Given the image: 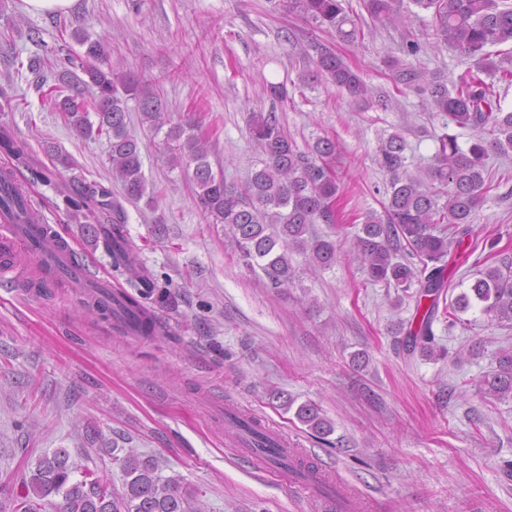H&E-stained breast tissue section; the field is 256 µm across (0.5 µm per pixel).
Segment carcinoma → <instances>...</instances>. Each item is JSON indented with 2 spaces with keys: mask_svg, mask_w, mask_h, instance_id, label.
Segmentation results:
<instances>
[{
  "mask_svg": "<svg viewBox=\"0 0 512 512\" xmlns=\"http://www.w3.org/2000/svg\"><path fill=\"white\" fill-rule=\"evenodd\" d=\"M373 24H404L416 15L414 9L431 13V32L405 39L401 53L419 59L429 49L452 46L461 55L477 59L476 71L457 78L428 73L412 63L391 65L397 91L415 89L423 104L442 120L478 131L477 138L462 148L457 136L447 132L437 137V148L424 166L410 170L404 154L405 142L392 133L379 143L375 163L389 176L382 211H370L355 235L357 255L369 280L408 291L416 288L417 301L430 300L424 311H416L399 323L398 349L406 356L443 357L447 349L438 345L434 322L443 317L452 322L457 313L477 308L499 322L512 323V263L486 268L468 290L453 302L440 304L449 288L448 268L459 260L475 213L482 207L491 185L485 179L486 164L493 153L512 150V111H503L493 84L480 74L512 82V49L498 60L488 48L512 43V0H363ZM288 10L317 27L333 29L341 40L354 44L363 29L346 12L343 0H288ZM72 38L84 51L73 57L52 50L28 58L27 68L39 74L49 66L59 69L58 84L41 91L42 98L61 112L80 135L106 136L110 144L112 178L120 183L121 197L100 182L77 180L75 189L62 192L65 209L75 221L94 220L112 224L106 242L113 265L128 269L135 262L120 225L126 215L122 201L136 202L146 193L138 140L128 130V101L137 105L141 121L154 129L170 125L167 137L179 142L170 163L193 167L192 181L197 205L207 223L229 228L231 244L249 268H259L272 288H286L293 277L292 253L318 267L336 261V242L331 236L307 238L313 224L337 221L336 197L344 175L336 167V141L318 137L301 151L284 131L276 114L254 112L250 133L260 158L242 183L227 180L224 168L213 169L210 149L203 137L202 122L189 119L171 123L159 92L160 80L145 74L120 73L112 69L109 44L87 32ZM78 68L82 75L73 74ZM325 80L344 90L350 100L367 105L373 91L360 74L332 50L317 52L314 70L303 80ZM77 81L94 90L93 97L64 94ZM0 153L11 157L15 167L25 168L32 181L51 184L50 171L34 165L28 145L15 132L0 127ZM21 214L20 223L39 224L41 215L15 178L14 170H0V212ZM140 298L123 294L110 305L108 292L99 289L84 299L92 314L119 317L140 336L155 333L153 318L140 299L155 291L149 279L139 280ZM497 369L480 381V391L496 399L512 398V349L496 356ZM296 419L319 435H330L334 424L316 405L305 402L295 411ZM234 423L255 436L254 448H267V437L256 428L257 420L234 410ZM112 461L122 471V488H110L100 479H73L78 466L64 448L40 455L34 469L16 478L20 492L13 512H42L55 504L58 512H207L198 494L175 477L162 475L158 460L134 448L112 445ZM124 455H119V452Z\"/></svg>",
  "mask_w": 512,
  "mask_h": 512,
  "instance_id": "cac0c4a2",
  "label": "carcinoma"
}]
</instances>
